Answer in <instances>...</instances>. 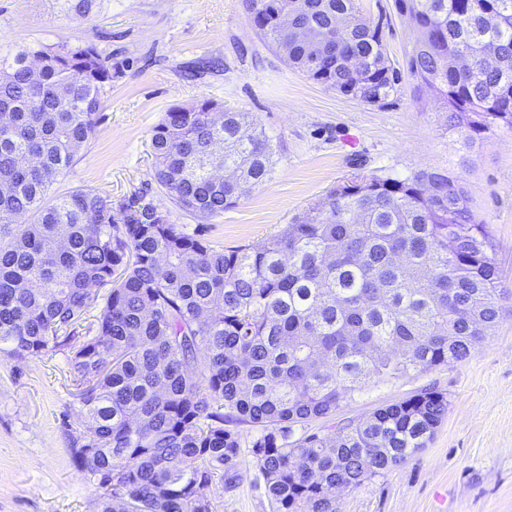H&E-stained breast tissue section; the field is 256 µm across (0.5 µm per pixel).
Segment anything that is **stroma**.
<instances>
[{"instance_id":"stroma-1","label":"stroma","mask_w":512,"mask_h":512,"mask_svg":"<svg viewBox=\"0 0 512 512\" xmlns=\"http://www.w3.org/2000/svg\"><path fill=\"white\" fill-rule=\"evenodd\" d=\"M356 4L364 19L382 22L391 62L406 68L414 32L394 0ZM89 44L120 75L104 89L94 136L52 195L92 188L116 204L141 195L184 232L230 249L261 244L355 170L400 179L458 170L491 234L501 285L512 289V129L485 134L460 165L447 113L408 87L382 108L323 88L257 37L243 0H94L83 17L66 0H0L1 57ZM204 99L249 113L282 146L269 180L207 220L159 190L151 155L166 112ZM426 386L448 397L432 441L400 467L337 492L340 512H512V303L467 359L371 387L336 421L360 422ZM86 422L65 352L21 360L0 349V512H98L97 482L71 454ZM238 432L244 478L230 491L211 488L213 510L270 512L249 454L258 430L243 424Z\"/></svg>"}]
</instances>
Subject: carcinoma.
<instances>
[{
    "label": "carcinoma",
    "mask_w": 512,
    "mask_h": 512,
    "mask_svg": "<svg viewBox=\"0 0 512 512\" xmlns=\"http://www.w3.org/2000/svg\"><path fill=\"white\" fill-rule=\"evenodd\" d=\"M394 4L416 32L405 74L355 0H246L262 42L325 89L378 107L407 77L417 95L433 91L460 130L464 167L482 134L512 129V0ZM286 10L324 51L277 23ZM459 54L477 78L452 67ZM1 72L12 110L0 114V345L18 359L68 350L93 421L72 457L97 480L100 512H213L202 489L243 478L241 424L259 430L250 455L272 512H339L337 487L427 447L448 413L431 387L333 435L294 430L333 420L372 384L465 359L498 323L512 292L498 287L461 176L357 174L262 246L217 249L139 196L115 207L92 189L47 199L112 83L94 46L27 48L1 58ZM63 83L74 98L56 94ZM214 107L170 109L151 136L156 183L203 219L265 183L281 154L249 113L226 110L216 125ZM224 169L236 179L214 177ZM93 308L95 327L77 335Z\"/></svg>",
    "instance_id": "carcinoma-1"
}]
</instances>
